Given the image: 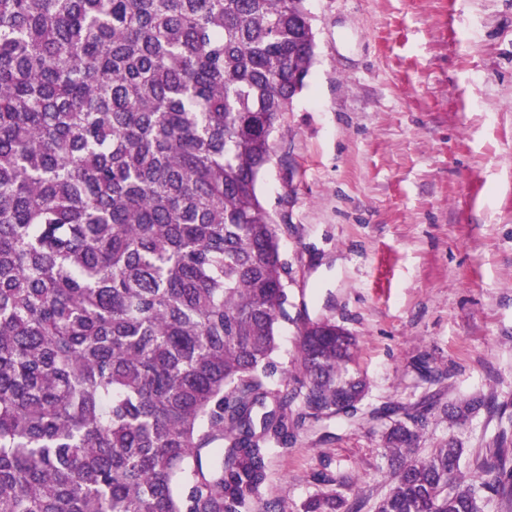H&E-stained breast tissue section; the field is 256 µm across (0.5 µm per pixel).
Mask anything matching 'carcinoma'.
<instances>
[{
    "label": "carcinoma",
    "instance_id": "cac0c4a2",
    "mask_svg": "<svg viewBox=\"0 0 512 512\" xmlns=\"http://www.w3.org/2000/svg\"><path fill=\"white\" fill-rule=\"evenodd\" d=\"M311 25L305 0H0V512H245L273 447L357 413L329 319L302 323L299 388L276 378L288 267L257 180ZM419 439L384 432L374 512L512 499L503 450L467 481L460 441Z\"/></svg>",
    "mask_w": 512,
    "mask_h": 512
}]
</instances>
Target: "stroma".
I'll return each mask as SVG.
<instances>
[{
  "mask_svg": "<svg viewBox=\"0 0 512 512\" xmlns=\"http://www.w3.org/2000/svg\"><path fill=\"white\" fill-rule=\"evenodd\" d=\"M317 57L258 181L288 264L276 360L298 322L356 337L369 391L354 421L274 449L248 512L348 486L373 512L391 485L387 410L420 448L456 436L474 475L512 449V0H306ZM487 405L467 419L443 406Z\"/></svg>",
  "mask_w": 512,
  "mask_h": 512,
  "instance_id": "obj_1",
  "label": "stroma"
}]
</instances>
